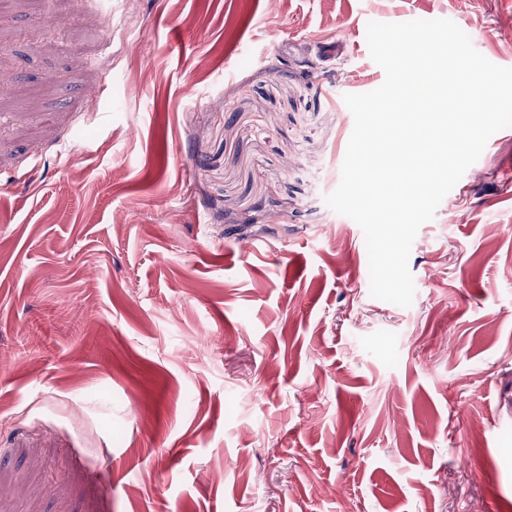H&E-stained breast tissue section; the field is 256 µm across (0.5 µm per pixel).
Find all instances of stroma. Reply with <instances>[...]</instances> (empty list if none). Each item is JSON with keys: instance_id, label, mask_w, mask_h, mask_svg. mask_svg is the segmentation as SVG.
Instances as JSON below:
<instances>
[{"instance_id": "stroma-1", "label": "stroma", "mask_w": 512, "mask_h": 512, "mask_svg": "<svg viewBox=\"0 0 512 512\" xmlns=\"http://www.w3.org/2000/svg\"><path fill=\"white\" fill-rule=\"evenodd\" d=\"M124 2L0 0V512H512V127L409 307L324 203L368 23L512 0Z\"/></svg>"}]
</instances>
